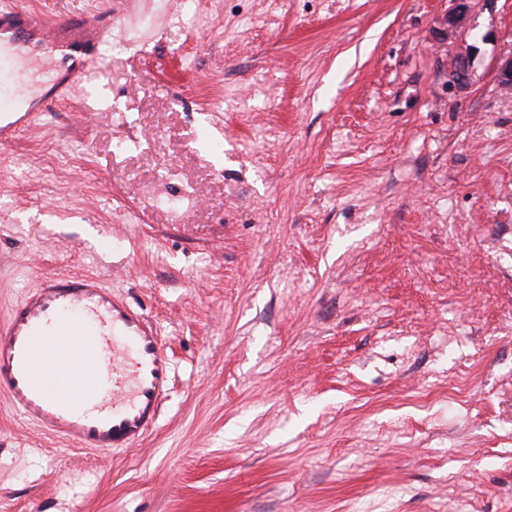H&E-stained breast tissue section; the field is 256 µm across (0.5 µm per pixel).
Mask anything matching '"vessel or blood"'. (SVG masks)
Returning a JSON list of instances; mask_svg holds the SVG:
<instances>
[{"label": "vessel or blood", "mask_w": 512, "mask_h": 512, "mask_svg": "<svg viewBox=\"0 0 512 512\" xmlns=\"http://www.w3.org/2000/svg\"><path fill=\"white\" fill-rule=\"evenodd\" d=\"M112 16L45 29L0 7V154L95 68ZM172 359L146 316L101 278L45 277L0 325V392L67 450L127 451L154 430Z\"/></svg>", "instance_id": "vessel-or-blood-1"}]
</instances>
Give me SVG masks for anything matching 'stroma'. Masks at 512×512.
<instances>
[{"instance_id":"obj_1","label":"stroma","mask_w":512,"mask_h":512,"mask_svg":"<svg viewBox=\"0 0 512 512\" xmlns=\"http://www.w3.org/2000/svg\"><path fill=\"white\" fill-rule=\"evenodd\" d=\"M15 2L125 45L0 168V320L98 274L174 379L109 455L0 396V512H512V0Z\"/></svg>"}]
</instances>
